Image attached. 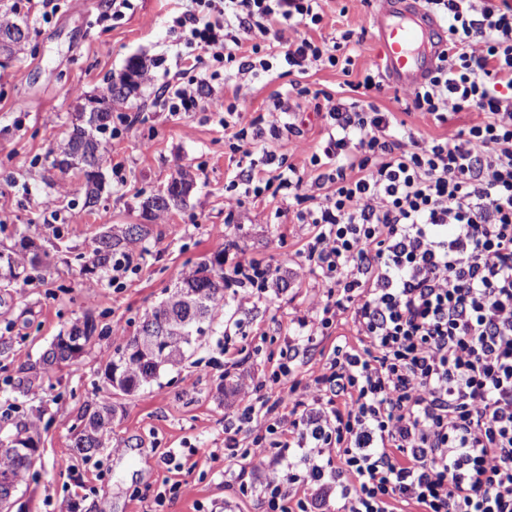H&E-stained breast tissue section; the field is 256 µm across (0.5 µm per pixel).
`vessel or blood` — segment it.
Wrapping results in <instances>:
<instances>
[{
  "instance_id": "obj_1",
  "label": "vessel or blood",
  "mask_w": 512,
  "mask_h": 512,
  "mask_svg": "<svg viewBox=\"0 0 512 512\" xmlns=\"http://www.w3.org/2000/svg\"><path fill=\"white\" fill-rule=\"evenodd\" d=\"M421 0H376L369 26L382 75L401 89L423 85L448 46L447 33Z\"/></svg>"
}]
</instances>
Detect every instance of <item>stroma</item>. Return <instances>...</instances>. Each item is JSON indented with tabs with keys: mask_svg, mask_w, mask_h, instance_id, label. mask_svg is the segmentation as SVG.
<instances>
[{
	"mask_svg": "<svg viewBox=\"0 0 512 512\" xmlns=\"http://www.w3.org/2000/svg\"><path fill=\"white\" fill-rule=\"evenodd\" d=\"M17 2L29 39L18 56L0 61V246L25 237L44 244L56 234L62 246L50 252L46 269L34 272L32 282L12 289L10 307H0V336L12 341L11 351L0 355V438L9 436L13 422L41 417L40 460L18 493L22 512H262L256 498L224 484V417L241 404L237 375L271 369L290 322L327 286L314 276L291 274L312 228L293 223L286 198L264 203L236 190L246 216L226 223L224 188L241 156L231 152L209 104L232 102L238 89L253 111L264 113L288 91L289 78L245 80L236 89L213 66L176 61L183 31L173 19L184 10L182 0H136L134 10L106 30L94 23L106 0H61L48 21L28 0ZM323 11L318 35L329 39L349 23L368 20L372 8L364 0H325ZM137 57L148 66L147 78L114 106L119 136H99L106 150L105 188L90 213L83 208L80 175L60 174L51 162L69 138L82 99L100 94L108 78ZM178 77L199 87L196 111L175 114L162 106L161 84ZM301 118V135H284L275 147L305 168L324 120L310 108ZM116 163L121 172H113ZM178 169L194 177L193 192L163 216L145 220L143 201L165 188ZM47 203L57 221L46 220ZM144 222L151 232L132 247L139 270L124 287L85 269L78 255L101 233ZM230 240L248 257L289 274L288 288L261 297L251 309L228 297L226 311L243 330L229 341L232 355L224 353L228 341L217 321L157 383L130 393L111 388L106 355L136 335L146 314L198 262L219 257L232 268V257L222 254ZM87 314L98 329L84 353L43 374V349ZM26 376L34 387L23 394L16 384ZM105 397L114 410L105 446L82 458L73 449L75 428L85 409ZM210 450L216 459H206ZM66 460L72 471L63 469ZM161 491L166 501L159 508L154 497Z\"/></svg>",
	"mask_w": 512,
	"mask_h": 512,
	"instance_id": "35a3bbf8",
	"label": "stroma"
}]
</instances>
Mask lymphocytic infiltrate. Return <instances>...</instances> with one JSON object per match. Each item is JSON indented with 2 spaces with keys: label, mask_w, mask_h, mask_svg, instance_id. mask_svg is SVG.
<instances>
[{
  "label": "lymphocytic infiltrate",
  "mask_w": 512,
  "mask_h": 512,
  "mask_svg": "<svg viewBox=\"0 0 512 512\" xmlns=\"http://www.w3.org/2000/svg\"><path fill=\"white\" fill-rule=\"evenodd\" d=\"M190 2L174 22L193 64L294 78L267 116L241 94L211 109L233 152L261 155L229 189L287 196L313 228L298 266L328 286L252 380L274 399L225 417V477L265 512H512V0H423L448 51L401 100L446 126L430 139L378 104L377 72L344 95L303 85L315 67L349 73L366 33L315 40L322 0ZM306 103L326 124L310 183L267 146L298 134ZM471 111L482 121L450 125ZM280 283L243 254L224 281L243 304ZM342 324L351 338L312 364Z\"/></svg>",
  "instance_id": "f902f5d3"
}]
</instances>
